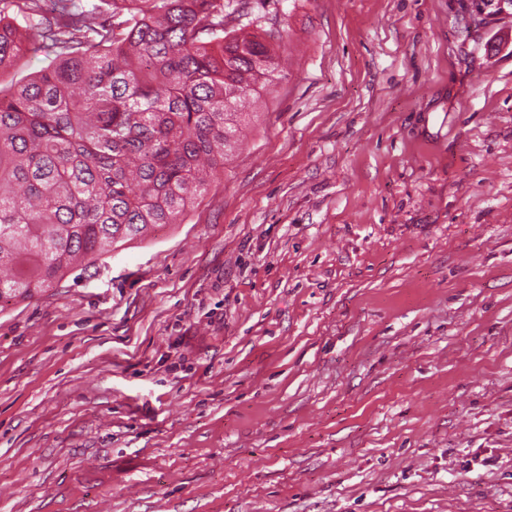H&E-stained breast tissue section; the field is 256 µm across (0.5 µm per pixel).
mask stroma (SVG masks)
Instances as JSON below:
<instances>
[{
  "label": "stroma",
  "instance_id": "1",
  "mask_svg": "<svg viewBox=\"0 0 512 512\" xmlns=\"http://www.w3.org/2000/svg\"><path fill=\"white\" fill-rule=\"evenodd\" d=\"M223 173L0 299V512H512V6L237 0Z\"/></svg>",
  "mask_w": 512,
  "mask_h": 512
}]
</instances>
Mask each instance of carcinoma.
I'll return each instance as SVG.
<instances>
[{"label":"carcinoma","mask_w":512,"mask_h":512,"mask_svg":"<svg viewBox=\"0 0 512 512\" xmlns=\"http://www.w3.org/2000/svg\"><path fill=\"white\" fill-rule=\"evenodd\" d=\"M0 0V298L29 299L155 224H175L224 170L239 106L275 80L278 48L227 28L224 0ZM26 21L27 37L17 18ZM51 59L42 54L27 53L20 65L9 71H6L0 77V87L4 90L10 88L14 83L23 81L29 75L34 74L50 63Z\"/></svg>","instance_id":"carcinoma-1"}]
</instances>
